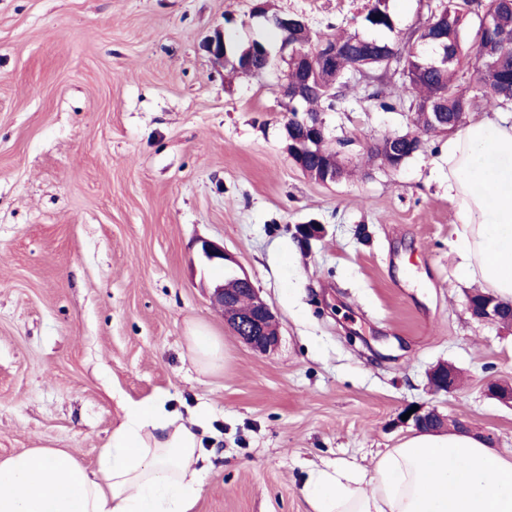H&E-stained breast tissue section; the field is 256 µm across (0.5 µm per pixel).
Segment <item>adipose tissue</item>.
<instances>
[{"label": "adipose tissue", "mask_w": 512, "mask_h": 512, "mask_svg": "<svg viewBox=\"0 0 512 512\" xmlns=\"http://www.w3.org/2000/svg\"><path fill=\"white\" fill-rule=\"evenodd\" d=\"M445 189L461 274L512 302V115L486 112L447 141ZM207 416L179 421L158 397L135 404L95 467L32 448L0 458V512H194ZM308 512H512V453L469 432L415 431L357 465L311 469Z\"/></svg>", "instance_id": "adipose-tissue-1"}]
</instances>
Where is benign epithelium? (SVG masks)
Segmentation results:
<instances>
[{
    "label": "benign epithelium",
    "instance_id": "obj_1",
    "mask_svg": "<svg viewBox=\"0 0 512 512\" xmlns=\"http://www.w3.org/2000/svg\"><path fill=\"white\" fill-rule=\"evenodd\" d=\"M203 48L218 61H224V32L216 30L213 35L207 37ZM327 55H336V48H324ZM322 51V52H324ZM322 52L312 48L302 51L297 61L304 65L316 67L324 64L325 57ZM279 93L284 101H295L305 94L304 84L292 77H286L280 84ZM321 226L318 224L296 225L295 237L299 244L306 245L310 240L320 236ZM201 256L204 260L220 265L231 275L234 286L224 285V281L213 283L210 294L212 302L224 312L227 323L233 331L253 350L267 354L274 350L279 341L278 321L276 313L264 300L260 298L247 274H239L231 266L233 258L224 251V248L208 240L201 241ZM250 298L248 308L241 310L235 300L241 295ZM467 306L472 316L486 321L500 322L503 313V303L488 295L476 300L473 295H468ZM459 380L456 368L450 364L440 365L430 373V386L436 393H449L455 389ZM489 396L512 407V386L490 382L486 386ZM406 423L419 429L433 427L440 430L446 426L445 418L434 408L418 407L411 412Z\"/></svg>",
    "mask_w": 512,
    "mask_h": 512
}]
</instances>
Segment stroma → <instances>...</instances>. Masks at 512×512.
Masks as SVG:
<instances>
[{"label":"stroma","mask_w":512,"mask_h":512,"mask_svg":"<svg viewBox=\"0 0 512 512\" xmlns=\"http://www.w3.org/2000/svg\"><path fill=\"white\" fill-rule=\"evenodd\" d=\"M254 0H0V458L31 448L94 465L129 406L209 412L196 512H308L310 468L377 452L437 409L512 451V330L467 309L444 190L447 134L399 170L368 146L410 129L355 72L329 139L350 172L323 183L288 155L286 65L229 73L216 29L278 52ZM372 0H268L330 37L364 32ZM323 225L301 246L299 224ZM223 244L278 317L251 349L204 288L196 242ZM221 358L193 357L194 331ZM448 362L453 392L427 373ZM413 406H407L403 409L399 416V421L403 424H411L416 429L424 427H434L440 430L446 426L445 418L434 408L425 409V407L418 406V410L414 411L406 421L401 419Z\"/></svg>","instance_id":"35a3bbf8"}]
</instances>
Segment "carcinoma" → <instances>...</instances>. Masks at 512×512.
<instances>
[{"label": "carcinoma", "mask_w": 512, "mask_h": 512, "mask_svg": "<svg viewBox=\"0 0 512 512\" xmlns=\"http://www.w3.org/2000/svg\"><path fill=\"white\" fill-rule=\"evenodd\" d=\"M483 12L495 13V23L487 29L478 23L474 27L471 49L475 52L477 67L475 82L487 101L499 107L512 101V9H502L496 0H472ZM364 26L373 31H394L395 22L389 9V0H375L363 19ZM467 14L451 4L444 13L430 14L428 20L416 28L412 37L421 51L390 56L392 46L372 37L359 35L334 38L314 37L304 21L288 31L291 51L288 61H293L302 48H319L324 44H336V60L331 64L308 73L299 68L295 77L308 81V93L300 102L286 103L285 110L295 117L297 113H322L334 107L348 89L347 72L387 69L395 65L402 76L401 88L410 97L409 110L413 112L414 130L395 134L391 145L378 140L369 147L373 157L382 158L396 170L403 162L420 151L424 145L422 136L430 133L451 132L464 120L470 101L457 81V67L463 51V30ZM254 57L253 65L263 72L272 65V59L263 54L245 52L225 38L224 67L233 72H244L245 61ZM440 112L444 123L435 120L433 113ZM302 171L307 176L324 181L329 172L341 179L347 174L341 151L332 147L324 136L311 142L302 160Z\"/></svg>", "instance_id": "cac0c4a2"}]
</instances>
